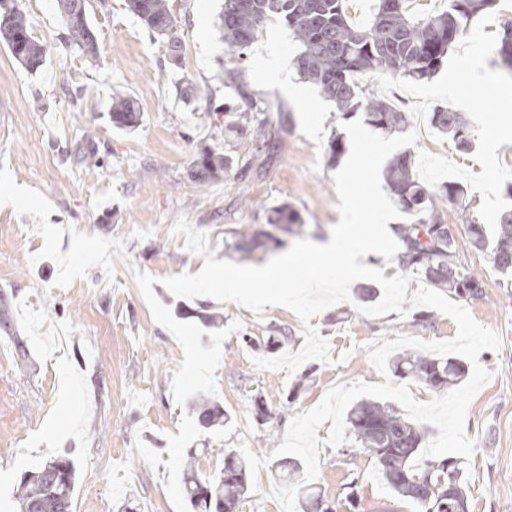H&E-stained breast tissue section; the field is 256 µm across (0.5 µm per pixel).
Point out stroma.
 Returning a JSON list of instances; mask_svg holds the SVG:
<instances>
[{
    "mask_svg": "<svg viewBox=\"0 0 512 512\" xmlns=\"http://www.w3.org/2000/svg\"><path fill=\"white\" fill-rule=\"evenodd\" d=\"M46 64L31 73L0 45V512H17L16 486L28 470L58 456L74 459L73 512H190L183 496L187 463L210 475L224 466L223 449L270 454L290 418L315 406L335 385L377 383L366 344L406 335L454 337L447 316L419 309L366 317L348 302L313 318L330 341L335 364L311 361L293 375L260 370L273 330L300 349L301 323L290 310L269 307L263 319L232 303L173 297L163 278L197 273L204 260L184 248L171 227L183 218L209 237L217 259L261 266L273 244L237 249L247 226L265 223L270 208L288 202L304 217L303 235L321 243L339 219L338 196L327 161L338 113L299 79L284 24L268 21L241 63L238 81L223 80L232 66L216 32L221 0H169L181 41L179 58L151 38L126 0H90L99 56L85 59L61 39L57 0H16ZM82 86L69 99L62 80ZM359 82L408 115L409 129L427 128L420 148L481 172L473 152H459L413 112L414 97L383 93L375 79ZM131 97L141 113L132 131L113 128L115 94ZM264 119L274 144L266 151L249 135L235 136L241 113ZM93 139L103 163L82 162ZM204 147L230 151L228 175L197 188L186 170ZM464 267L481 274L480 296H464L481 326L497 331L499 350L479 361L493 377L470 401L466 433L478 450L472 463L469 512H512V285L469 249ZM158 282L153 291L176 319L204 331L243 323L222 346L213 402L226 424L201 425L192 407H178L170 386L183 359L172 335L157 325L139 294L133 270ZM347 360H340L341 352ZM268 412L257 421L254 399ZM195 459H188L189 449ZM316 487L337 512H416L394 496L368 454L350 459L322 446Z\"/></svg>",
    "mask_w": 512,
    "mask_h": 512,
    "instance_id": "obj_1",
    "label": "stroma"
}]
</instances>
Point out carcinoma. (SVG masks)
I'll list each match as a JSON object with an SVG mask.
<instances>
[{"label":"carcinoma","mask_w":512,"mask_h":512,"mask_svg":"<svg viewBox=\"0 0 512 512\" xmlns=\"http://www.w3.org/2000/svg\"><path fill=\"white\" fill-rule=\"evenodd\" d=\"M408 0H374L372 14L362 25L350 22L346 0H223L217 25L231 55H240L262 26L273 18L288 29L295 48V68L305 82L335 104L339 119L362 115L363 122L382 134L405 130L407 115L363 90L353 81L358 74H386L414 82L432 79L448 59V52L469 34L472 20L495 6L496 0H448V8L436 15L416 17L409 13ZM88 0H58L67 45L84 56L97 57L98 45L87 8ZM134 16L154 36L167 39L171 56H177L176 21L168 0H127ZM0 43L26 70L36 72L47 57V47L32 35L23 11L0 0ZM497 64L512 73V24L503 28L495 48ZM112 126L130 130L139 125L136 102L127 96L112 99ZM239 130L263 144L269 132L265 121L248 113ZM430 122L458 148L469 150L473 125L463 113L446 106L431 112ZM345 152L343 137L336 133L328 144V162L336 164ZM230 153L215 149L200 151L191 162L188 176L198 187L222 178L233 168ZM385 188L406 221L393 226L400 242L398 264L422 276L435 288L459 296H479L484 280L465 269L457 259V231L445 221L448 204L463 197L455 183L431 187L414 175L412 156H392L383 170ZM270 224L284 225L292 235L303 233L305 220L291 204L283 202L267 216ZM270 233L247 228L236 246L248 248ZM467 247L487 258L500 275L512 277V209L504 211L497 230L488 234L484 225L467 220ZM401 378L417 381L435 391H447L463 380L466 365L456 357H434L403 352L392 361ZM199 420L212 426L224 413L207 402L198 407ZM346 422L359 449L341 453L370 455L387 487L417 507L419 512H468V493L459 461L453 456L425 459L413 466L423 449L424 427L409 420L390 405L361 400L347 412ZM224 468L211 476H200L194 467L185 470L183 491L193 512H239L247 489L248 468L240 452L222 448ZM76 467L59 457L24 474L17 489L20 512H72ZM300 496L306 512H336L335 505L303 487Z\"/></svg>","instance_id":"1"}]
</instances>
